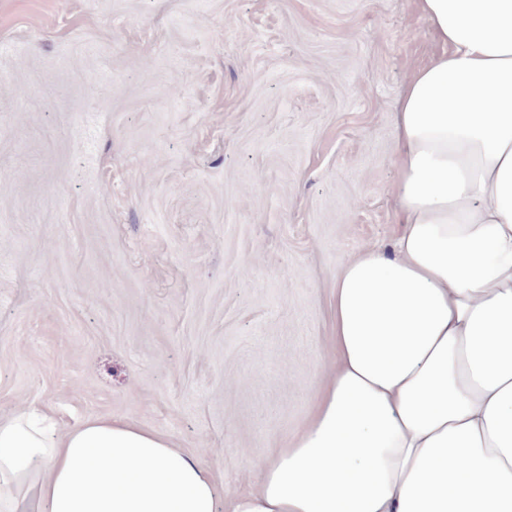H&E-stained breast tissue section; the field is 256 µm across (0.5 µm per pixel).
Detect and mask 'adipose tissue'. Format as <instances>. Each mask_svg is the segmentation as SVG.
Wrapping results in <instances>:
<instances>
[{
    "mask_svg": "<svg viewBox=\"0 0 512 512\" xmlns=\"http://www.w3.org/2000/svg\"><path fill=\"white\" fill-rule=\"evenodd\" d=\"M440 53L398 102L391 245L335 283L336 361L293 447L218 504L121 420H0V512H512V0H415Z\"/></svg>",
    "mask_w": 512,
    "mask_h": 512,
    "instance_id": "adipose-tissue-1",
    "label": "adipose tissue"
}]
</instances>
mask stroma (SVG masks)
Instances as JSON below:
<instances>
[{"instance_id":"obj_1","label":"stroma","mask_w":512,"mask_h":512,"mask_svg":"<svg viewBox=\"0 0 512 512\" xmlns=\"http://www.w3.org/2000/svg\"><path fill=\"white\" fill-rule=\"evenodd\" d=\"M413 0H0V419L112 417L258 487L400 230Z\"/></svg>"}]
</instances>
